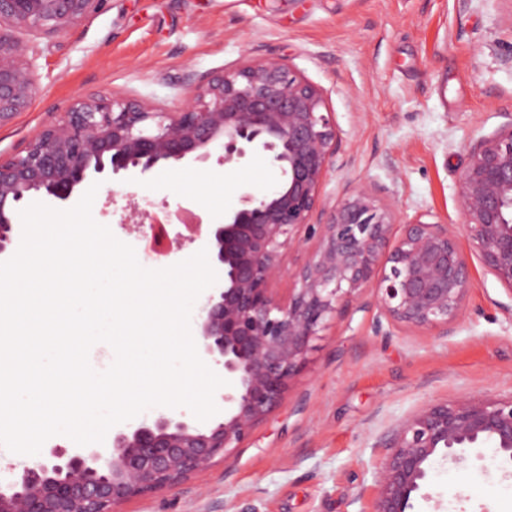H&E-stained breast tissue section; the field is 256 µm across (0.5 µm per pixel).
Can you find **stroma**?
<instances>
[{
    "instance_id": "obj_1",
    "label": "stroma",
    "mask_w": 512,
    "mask_h": 512,
    "mask_svg": "<svg viewBox=\"0 0 512 512\" xmlns=\"http://www.w3.org/2000/svg\"><path fill=\"white\" fill-rule=\"evenodd\" d=\"M35 50L30 108L0 126V158L19 153L79 98L122 93L172 112L191 79L232 70L247 57H281L319 86L341 150L320 186L333 205L372 189L399 221L427 213L458 227L457 175L469 144L512 117V0H100L56 37L17 32ZM261 152L232 170L216 160L163 168L149 180L100 185L96 222L143 252L121 217L131 199L151 201L174 250L163 267L201 248L175 218L222 221L240 189L275 182ZM224 183L223 199L206 190ZM506 291L472 265L466 316L452 333L374 330L363 309L329 321L278 408L224 461L180 485L124 503L120 512H370L375 463L391 430L432 401L512 398V312ZM490 448L461 463L435 458L410 512H512V464Z\"/></svg>"
}]
</instances>
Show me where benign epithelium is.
<instances>
[{"mask_svg": "<svg viewBox=\"0 0 512 512\" xmlns=\"http://www.w3.org/2000/svg\"><path fill=\"white\" fill-rule=\"evenodd\" d=\"M99 0H0V126L26 111L36 87L23 30L58 36ZM340 150L323 90L288 60H250L199 80L176 112L115 93L77 100L62 120L0 160V255L14 247L23 201L43 193L57 204L94 178L150 179L187 160L228 170L262 151L280 178L245 190L239 206L209 225L204 247L218 275L195 311L198 353L230 383L231 404L202 424L161 413L112 436L103 451L53 448L50 458L0 482V512H117L124 502L179 483L225 460L273 412L308 362L311 342L372 290L388 324L447 336L465 317L471 265L448 225L422 217L397 223L395 210L365 188L327 208L320 186ZM459 203L474 256L512 299V120L468 148ZM326 217L310 223L314 213ZM319 245L280 299L272 285L283 256L311 238ZM494 449L512 462V398L433 402L400 422L377 459L372 512H408L437 455Z\"/></svg>", "mask_w": 512, "mask_h": 512, "instance_id": "1", "label": "benign epithelium"}]
</instances>
